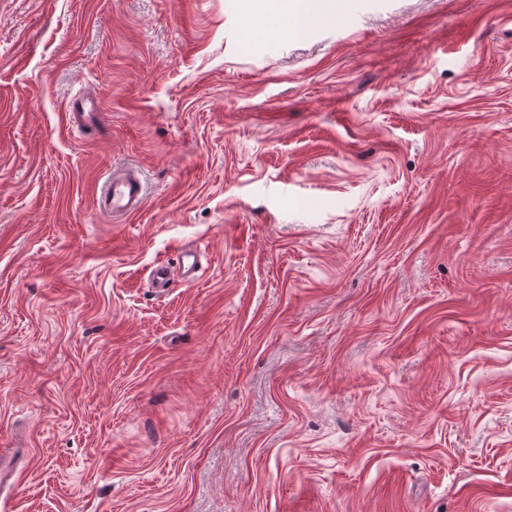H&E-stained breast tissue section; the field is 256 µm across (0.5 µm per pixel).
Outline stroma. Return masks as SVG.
<instances>
[{"mask_svg":"<svg viewBox=\"0 0 512 512\" xmlns=\"http://www.w3.org/2000/svg\"><path fill=\"white\" fill-rule=\"evenodd\" d=\"M258 24L0 0V512H512V0ZM99 120L100 112L93 104L90 103L88 106L87 103L80 102V104L73 103L68 117V124L75 130L80 131ZM145 202L142 179L124 170H114L98 200V208L112 218L135 212ZM180 255V272L176 273L175 269L169 264H158L151 272L153 283L164 288L173 283L176 277H180V279L185 282L192 281L194 269L198 262V253L197 251H181Z\"/></svg>","mask_w":512,"mask_h":512,"instance_id":"obj_1","label":"stroma"}]
</instances>
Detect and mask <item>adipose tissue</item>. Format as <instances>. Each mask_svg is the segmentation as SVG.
<instances>
[{"instance_id": "adipose-tissue-1", "label": "adipose tissue", "mask_w": 512, "mask_h": 512, "mask_svg": "<svg viewBox=\"0 0 512 512\" xmlns=\"http://www.w3.org/2000/svg\"><path fill=\"white\" fill-rule=\"evenodd\" d=\"M240 9L262 20L280 22L282 32L291 37L302 35L320 12L342 11V0H240Z\"/></svg>"}]
</instances>
